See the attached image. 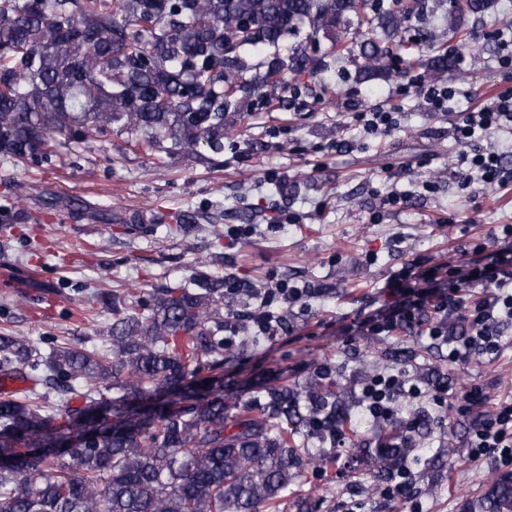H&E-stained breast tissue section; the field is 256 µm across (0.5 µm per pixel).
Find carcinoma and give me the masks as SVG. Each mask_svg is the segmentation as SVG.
<instances>
[{
	"instance_id": "cac0c4a2",
	"label": "carcinoma",
	"mask_w": 512,
	"mask_h": 512,
	"mask_svg": "<svg viewBox=\"0 0 512 512\" xmlns=\"http://www.w3.org/2000/svg\"><path fill=\"white\" fill-rule=\"evenodd\" d=\"M451 19L493 0H449ZM420 0H0V155L42 163L56 137L90 144L118 130L148 156L224 153L228 129L279 109L300 77L359 46L357 78L409 70L445 79L455 60L404 36ZM170 143L165 147L164 143ZM104 349L66 340L44 353L0 335V375L39 385L0 400V512H259L288 499L309 457L301 433L334 442L355 423L336 380L315 372L308 413L284 381L230 416L224 382V278L110 297ZM82 404L73 406L71 394ZM319 419L323 427L316 429ZM397 441L371 464L410 460ZM465 512H512V471L492 475Z\"/></svg>"
}]
</instances>
